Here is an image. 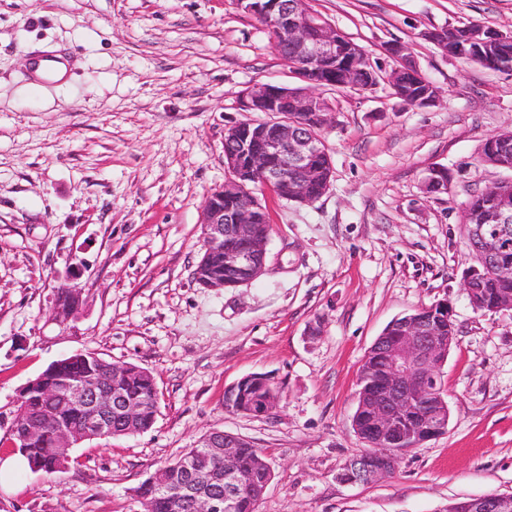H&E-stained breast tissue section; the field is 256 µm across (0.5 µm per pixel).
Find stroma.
I'll return each mask as SVG.
<instances>
[{
	"instance_id": "stroma-1",
	"label": "stroma",
	"mask_w": 512,
	"mask_h": 512,
	"mask_svg": "<svg viewBox=\"0 0 512 512\" xmlns=\"http://www.w3.org/2000/svg\"><path fill=\"white\" fill-rule=\"evenodd\" d=\"M310 5L371 60L405 45L438 99L410 108L383 81L334 92L329 191L300 204L256 187L265 270L212 291L193 273L204 205L229 176L224 133L274 120L244 110L247 88L295 82L264 27L238 0H0V459L16 453L20 390L56 360L133 363L158 390L149 431L84 442L63 473L24 471L0 488V512H143L135 488L213 431L266 450L257 512H438L512 494V310L471 306L460 224L475 191L512 177L481 155L512 131V71L426 37L462 23L512 33V0ZM50 56L62 80L34 75ZM436 167L447 192L426 189ZM63 286L84 300L65 325ZM443 301L457 329L447 431L392 477L341 481L365 449L352 417L367 351L393 319ZM255 373L275 408L227 411L225 389Z\"/></svg>"
}]
</instances>
